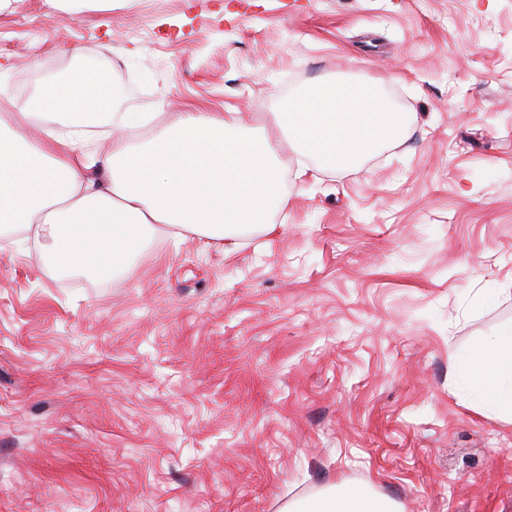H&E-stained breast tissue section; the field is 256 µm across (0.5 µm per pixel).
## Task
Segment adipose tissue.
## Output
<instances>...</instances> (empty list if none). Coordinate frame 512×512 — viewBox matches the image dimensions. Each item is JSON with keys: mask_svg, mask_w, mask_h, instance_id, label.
Returning a JSON list of instances; mask_svg holds the SVG:
<instances>
[{"mask_svg": "<svg viewBox=\"0 0 512 512\" xmlns=\"http://www.w3.org/2000/svg\"><path fill=\"white\" fill-rule=\"evenodd\" d=\"M110 85L79 74L40 87L14 125L0 130V226L33 231L45 264L59 271L111 275L127 265L157 224L213 237L269 223L284 206L267 142L240 133L237 115L186 112L150 137L143 120L115 112ZM273 124L330 171L350 167L405 126L360 82H318ZM117 124L106 157L87 147L95 129ZM489 405L512 414V326L456 366ZM305 512H394L385 499L354 487L312 501Z\"/></svg>", "mask_w": 512, "mask_h": 512, "instance_id": "adipose-tissue-1", "label": "adipose tissue"}]
</instances>
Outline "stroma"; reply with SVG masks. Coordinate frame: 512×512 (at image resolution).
Masks as SVG:
<instances>
[{
	"mask_svg": "<svg viewBox=\"0 0 512 512\" xmlns=\"http://www.w3.org/2000/svg\"><path fill=\"white\" fill-rule=\"evenodd\" d=\"M80 61L146 137L238 113L288 203L108 278L0 234V512H512V418L453 374L512 324V0H0V115ZM346 80L407 125L321 172L271 115ZM301 512H400L364 487L345 490L331 498L314 500Z\"/></svg>",
	"mask_w": 512,
	"mask_h": 512,
	"instance_id": "obj_1",
	"label": "stroma"
}]
</instances>
